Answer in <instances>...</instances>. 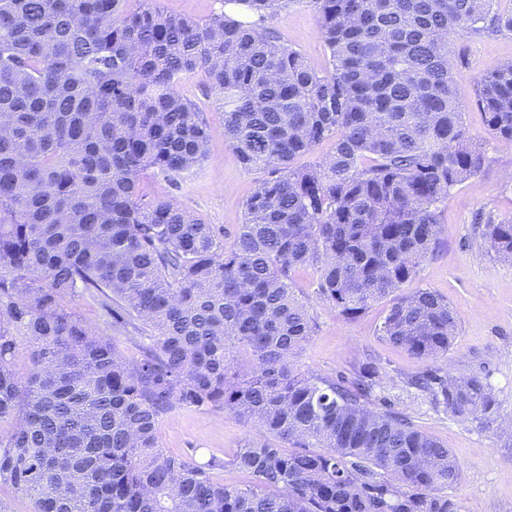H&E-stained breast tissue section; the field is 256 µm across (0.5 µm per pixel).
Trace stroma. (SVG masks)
Returning a JSON list of instances; mask_svg holds the SVG:
<instances>
[{
    "mask_svg": "<svg viewBox=\"0 0 512 512\" xmlns=\"http://www.w3.org/2000/svg\"><path fill=\"white\" fill-rule=\"evenodd\" d=\"M272 24L312 67L329 69L330 54L306 0H293ZM455 44L467 57L466 66L455 74L465 125L490 163L452 188L440 203L439 243L402 290L429 288L450 302L459 318V333L440 366L448 376H477L487 382L499 405L498 417L490 425L462 420L437 411L424 396L406 391L405 378L425 371L429 364L379 338L388 301L376 302L361 317L347 320L320 298L318 272L310 266L293 276L298 296L316 321V330L297 354L296 364L305 373L334 376L349 372L357 363L377 360L383 369L384 393L395 408L445 443L459 461L461 479L451 493L461 512H512V260L500 258L484 244L475 226L480 214L497 220L512 218V145L489 134L472 104L484 72L493 64L512 60V34H463ZM181 89L197 102L210 126L209 158L202 167L182 174L175 185L146 173L140 189L150 196L176 197L204 223L222 228L228 242L244 221L247 198L267 173L240 165L224 139V114L200 76L185 77ZM253 434V428L230 413L178 408L162 421L158 442L168 453L204 462L229 457Z\"/></svg>",
    "mask_w": 512,
    "mask_h": 512,
    "instance_id": "stroma-1",
    "label": "stroma"
}]
</instances>
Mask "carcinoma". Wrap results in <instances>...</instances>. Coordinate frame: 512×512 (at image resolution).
<instances>
[{
	"instance_id": "cac0c4a2",
	"label": "carcinoma",
	"mask_w": 512,
	"mask_h": 512,
	"mask_svg": "<svg viewBox=\"0 0 512 512\" xmlns=\"http://www.w3.org/2000/svg\"><path fill=\"white\" fill-rule=\"evenodd\" d=\"M0 0V484L31 512H460L447 445L381 395L378 364L304 374L314 321L292 287L305 266L347 320L392 303L379 336L447 358L458 315L431 289L400 293L438 243L439 204L489 164L469 140L451 38L512 32L491 0H309L329 50L319 72L272 19L294 0L196 20L158 0ZM200 76L240 163L268 177L230 247L146 172L177 183L210 130L177 88ZM512 144V62L475 97ZM324 160L295 165L326 140ZM481 238L512 260V219ZM103 297L112 328L140 327L133 359L68 306ZM35 342L25 372L19 336ZM437 409L491 424L477 376L404 380ZM177 407L258 430L230 461L159 448ZM228 464L253 481L226 486Z\"/></svg>"
}]
</instances>
